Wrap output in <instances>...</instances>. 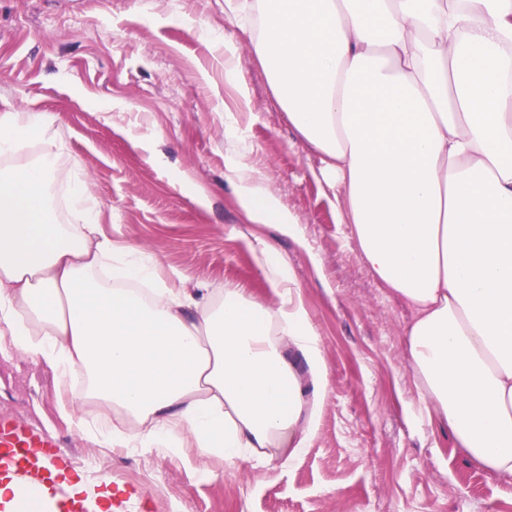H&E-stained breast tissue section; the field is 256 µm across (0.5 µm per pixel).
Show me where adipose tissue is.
I'll list each match as a JSON object with an SVG mask.
<instances>
[{"label":"adipose tissue","mask_w":512,"mask_h":512,"mask_svg":"<svg viewBox=\"0 0 512 512\" xmlns=\"http://www.w3.org/2000/svg\"><path fill=\"white\" fill-rule=\"evenodd\" d=\"M300 139L342 195L356 249L411 312L406 356L430 420L512 481V0H224ZM44 112L0 113V335L122 414L113 447L270 462L308 447L327 397L318 336L287 266L260 243L278 303L169 287L149 251L99 229ZM38 143L37 159L15 157ZM254 224L293 218L232 169Z\"/></svg>","instance_id":"obj_1"}]
</instances>
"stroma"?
Returning <instances> with one entry per match:
<instances>
[{
    "label": "stroma",
    "mask_w": 512,
    "mask_h": 512,
    "mask_svg": "<svg viewBox=\"0 0 512 512\" xmlns=\"http://www.w3.org/2000/svg\"><path fill=\"white\" fill-rule=\"evenodd\" d=\"M240 80L224 77V40ZM51 115L111 239L155 253L173 286L247 288L256 259L290 267L321 345L328 394L308 448L191 470L164 448H104L76 427L57 371L0 350V416L57 439L66 473L135 512H512V482L431 423L405 354L410 311L365 267L343 201L276 104L224 0H0V102ZM245 159L296 221L248 223L229 169Z\"/></svg>",
    "instance_id": "35a3bbf8"
}]
</instances>
